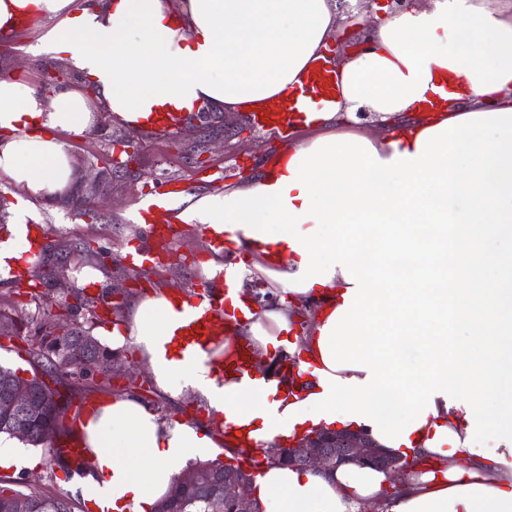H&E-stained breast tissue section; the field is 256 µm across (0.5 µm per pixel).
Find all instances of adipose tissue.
Returning a JSON list of instances; mask_svg holds the SVG:
<instances>
[{
	"mask_svg": "<svg viewBox=\"0 0 512 512\" xmlns=\"http://www.w3.org/2000/svg\"><path fill=\"white\" fill-rule=\"evenodd\" d=\"M72 3L0 0V30L46 22V52L66 56L112 116L139 128L209 104L253 114L287 103L341 23L332 0ZM336 71V103H307L311 139L267 157L241 187L185 203L166 195L186 221L260 252L281 297L252 314L245 263H225L243 318L205 349L188 342L176 292L134 303L118 342L165 397L193 392L224 423L218 434L166 423L125 396L96 404L75 433L98 512H153L190 458L223 444L262 455L317 429L363 430L391 456L438 468L390 497L388 475L369 467L269 464L255 482L263 512H512L502 464L512 456V0L398 7ZM361 109L384 121L379 141L353 129ZM90 123L79 90L47 104L27 79H0V173L22 191L0 269L29 251L35 202L74 182L56 131ZM305 304L315 316L299 335ZM240 345L296 360L295 387L219 373L218 358ZM482 430L497 447H476Z\"/></svg>",
	"mask_w": 512,
	"mask_h": 512,
	"instance_id": "ef3b65f1",
	"label": "adipose tissue"
}]
</instances>
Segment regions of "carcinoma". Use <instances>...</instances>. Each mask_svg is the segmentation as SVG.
I'll use <instances>...</instances> for the list:
<instances>
[{
  "instance_id": "1",
  "label": "carcinoma",
  "mask_w": 512,
  "mask_h": 512,
  "mask_svg": "<svg viewBox=\"0 0 512 512\" xmlns=\"http://www.w3.org/2000/svg\"><path fill=\"white\" fill-rule=\"evenodd\" d=\"M73 259L79 265L99 266L102 264L100 255L87 248L77 246L68 252L65 259ZM8 322L10 328L0 327V333H13V325L21 326V329L30 334L34 341L31 343L30 358L37 364L42 375L48 376L52 381H57L58 375L66 374L73 381L83 380L95 372L99 375L108 374V364L112 359L113 350L101 343L92 335L90 328L75 323H68L61 318L45 317L35 323L29 318L15 315L10 310L0 308V324ZM80 345L88 348L90 357L97 361L95 370L91 371L82 365V362L74 355V351ZM5 376L15 383H25L31 387V408L25 415V423L28 434L24 437L14 434L11 430L0 425V435L15 438L32 447H44L48 455H53V449L47 446L39 438L42 426L49 420L65 413V409L54 411L51 408L52 397L58 391L51 388L44 381H37V376L26 378L16 371L0 366V376ZM194 469L207 474L208 478H223L224 463L219 460H207L194 464ZM16 496L28 499L31 512H71V501L66 495L48 496L40 493H22L0 486V509ZM222 498L212 496L210 489L202 486L198 489H189L180 483H174L171 491L157 504L155 512L168 505L179 504L184 512H221Z\"/></svg>"
}]
</instances>
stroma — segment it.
<instances>
[{
    "label": "stroma",
    "instance_id": "1",
    "mask_svg": "<svg viewBox=\"0 0 512 512\" xmlns=\"http://www.w3.org/2000/svg\"><path fill=\"white\" fill-rule=\"evenodd\" d=\"M45 30V24L31 20L19 30L0 35V79L25 72L34 89L40 90L43 101L48 102L53 92L43 89V73L59 65L60 60L38 52ZM210 112L211 127L190 128L164 138L124 125L105 110L96 111L87 130L60 133L70 155L82 157L98 168L112 166L116 186L112 205L96 216L56 207L40 208L38 224L45 233V243L20 268L35 274L41 286L36 293H28L14 283L13 271L2 270L0 305L17 308L28 317L54 316L70 301L71 289L80 287L88 296L104 298L113 306L112 311L98 313L91 328L98 337L123 319L145 289L171 287L186 300H194L206 282V264L217 256L203 225L176 221L174 236L162 243L138 223L136 212L146 198L162 193L166 181L194 196L220 194L243 184V177L221 144L204 146V138L215 129L223 136L233 137L240 147L264 150L268 147L267 137L252 127L247 114L215 105ZM78 243L108 252L111 262L75 270L64 254ZM122 355L121 370L110 376L94 375L79 382L67 379L60 384L68 409L59 420L58 438L69 435L71 420L84 404L116 394L138 396L168 421L207 423L205 405L192 392H185L177 403L168 402L158 395L154 378L138 355L128 348L123 349ZM35 453L40 458L36 469L21 474L0 469V485L24 493H66L72 499V512H86L80 492L67 486L66 469L50 463L44 448H36Z\"/></svg>",
    "mask_w": 512,
    "mask_h": 512
}]
</instances>
